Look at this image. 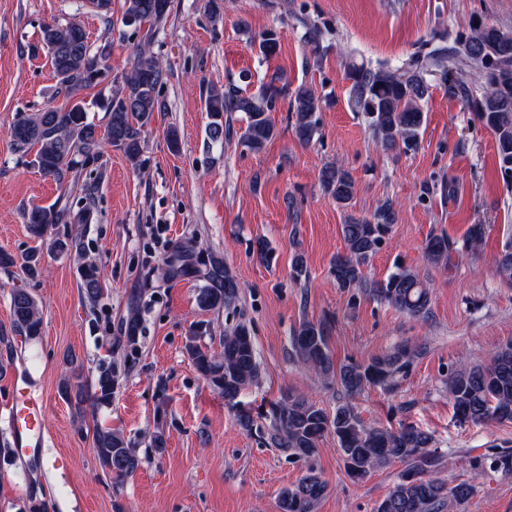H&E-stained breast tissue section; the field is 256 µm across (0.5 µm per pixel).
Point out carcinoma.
I'll list each match as a JSON object with an SVG mask.
<instances>
[{"label":"carcinoma","instance_id":"cac0c4a2","mask_svg":"<svg viewBox=\"0 0 512 512\" xmlns=\"http://www.w3.org/2000/svg\"><path fill=\"white\" fill-rule=\"evenodd\" d=\"M171 0H125L122 18L127 25H151L169 12ZM467 33L459 34L451 48L435 46L426 53L412 55L402 67L392 69L381 63L375 67L351 63L347 75L351 81L350 100L355 111L362 112L379 147L386 151L417 148L425 117L423 102L429 95L426 75L455 59L461 71L471 73L479 87L471 88L459 78L451 83L448 93L465 100L476 119L491 131L501 171L512 176V31L472 18ZM85 30L77 20L65 24L52 22L42 30L46 50L58 84L64 89L66 103L47 106L32 115L19 114L10 135L15 147L23 152L36 149L33 164L38 171L63 183L74 170L97 162L106 146L120 150L134 168L140 165L142 134L157 112L166 109L160 96L167 70L148 44L136 48L132 66L118 82L112 96L103 106L109 113L107 126L100 130L88 121V107L79 92L98 84L108 72L110 46L92 48L84 37ZM279 49V34L268 29L260 35L259 51L266 57ZM281 89L275 83L262 85L258 93L244 95L233 85L207 89L205 110L211 121L209 138L224 140V113L242 112L247 125L241 135L243 145L259 153L276 136L269 113L276 109ZM322 100L316 92L300 85L294 91L290 112L294 114L293 130L304 144L313 141L318 132V112ZM326 194L343 211H348L356 195V185L349 171L334 164L319 174ZM68 211L54 206H33L23 214L29 233L37 241L49 237L53 225L65 220ZM397 210L390 200L383 202L368 216H346L341 225L345 250L336 255L331 275L343 288H360L365 283L364 267L379 250ZM484 226L475 224L462 247L445 236L429 237L423 247L426 260L446 265L463 249L474 250L484 236ZM18 264L35 276L40 271V256L34 251L22 262L0 249V268ZM205 280L196 296L203 311H219L236 305L239 285L224 261L211 256L201 261ZM81 292L89 302L102 295L98 267L87 263L80 269ZM373 298L388 303L415 317L425 318L430 310V291L411 269L398 265L386 281L372 287ZM41 310L36 298L24 288H16L11 296V331L33 340L41 334ZM329 321L317 324L304 320L293 330L291 346L304 366L333 379L343 393V402L329 413L300 394L288 393L270 409L271 422L259 425L254 416L242 411L236 424L245 433L256 434L264 443L279 448L286 456L308 463L319 451V442L328 433L336 437L338 451L348 476L359 482L374 470L398 462L403 469L376 512H442L451 502L471 497L473 486L461 482L452 487L431 473L439 466L440 457L431 450L433 438L414 427H374L366 424L356 410L354 400L366 388L379 386L392 389L397 378L405 376L420 348L412 344L374 355L363 361L336 365L328 346ZM140 318L137 307L130 308L123 344L125 359L138 351ZM207 327L199 323L186 336L185 350L199 375L232 402L242 391L256 383L260 365L253 337L241 322L224 334L222 350L215 355L202 348L199 340ZM116 374L112 367H101L94 379L97 399L107 402L112 397ZM65 397L81 401L85 395L83 368L70 367L59 385ZM455 417L461 424H489L512 421V343L503 346L488 364L461 367L448 375ZM94 450L101 467L119 485L142 466L137 449L119 432L99 428L94 435ZM474 470L512 472V453L496 448L471 461ZM328 485L312 467L292 486L279 493V512H315L326 495Z\"/></svg>","mask_w":512,"mask_h":512}]
</instances>
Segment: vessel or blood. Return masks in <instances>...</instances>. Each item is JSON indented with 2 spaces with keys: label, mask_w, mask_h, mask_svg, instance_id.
Returning <instances> with one entry per match:
<instances>
[{
  "label": "vessel or blood",
  "mask_w": 512,
  "mask_h": 512,
  "mask_svg": "<svg viewBox=\"0 0 512 512\" xmlns=\"http://www.w3.org/2000/svg\"><path fill=\"white\" fill-rule=\"evenodd\" d=\"M4 380L9 397L0 403V419L7 421L18 455L28 461L38 459L47 445L43 427L47 402L36 390L26 368L9 371Z\"/></svg>",
  "instance_id": "obj_1"
}]
</instances>
